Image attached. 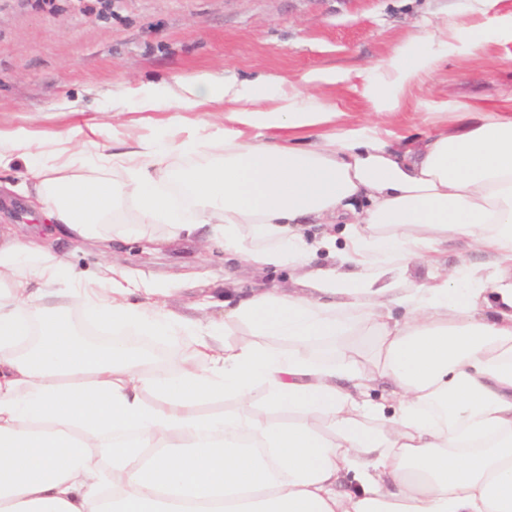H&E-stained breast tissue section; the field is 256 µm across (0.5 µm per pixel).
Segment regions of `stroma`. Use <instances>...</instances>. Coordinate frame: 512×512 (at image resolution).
I'll return each instance as SVG.
<instances>
[{
  "instance_id": "stroma-1",
  "label": "stroma",
  "mask_w": 512,
  "mask_h": 512,
  "mask_svg": "<svg viewBox=\"0 0 512 512\" xmlns=\"http://www.w3.org/2000/svg\"><path fill=\"white\" fill-rule=\"evenodd\" d=\"M493 20L481 39L449 35L427 45L435 65L407 85L389 110L370 91L386 79L399 48L444 21L473 26ZM361 71L366 80L306 83L309 72ZM206 74L244 84L262 75L337 111L317 135L366 127L417 141L452 129L471 104L512 96V0H0V139L22 133L33 161L76 174L96 163L102 146L120 152L147 140L161 144L173 128L207 135L224 124L220 102L194 111L139 112L135 89L146 83L180 94ZM82 128L81 141L65 133ZM24 161L0 170V236H40L58 261V287L86 283L106 267L162 288L166 309L184 319L220 322L225 300L279 285L298 290L296 269L259 271L224 250L222 232L171 237L163 224H140L126 202L99 237L75 245L51 234L18 193ZM148 236L164 238L156 250Z\"/></svg>"
}]
</instances>
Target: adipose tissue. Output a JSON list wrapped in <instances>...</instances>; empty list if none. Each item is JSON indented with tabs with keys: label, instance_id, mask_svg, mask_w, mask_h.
Segmentation results:
<instances>
[{
	"label": "adipose tissue",
	"instance_id": "ef3b65f1",
	"mask_svg": "<svg viewBox=\"0 0 512 512\" xmlns=\"http://www.w3.org/2000/svg\"><path fill=\"white\" fill-rule=\"evenodd\" d=\"M218 101L220 134L82 174L30 167L43 213L76 241L128 200L176 234L219 224L251 265L303 268L308 294L262 288L203 324L135 303L117 269L98 292L51 295L31 280L53 279L52 257L0 244V512H512V100L421 144L360 128L303 149L288 138L333 113L283 80L136 92L140 112ZM200 150L214 159L193 173L164 166ZM309 217L343 225V243L307 240ZM452 239L467 255L444 272ZM322 249L334 264L310 267ZM415 262L428 283L409 285ZM75 307L192 349L171 369L86 342ZM223 398L232 410L200 414Z\"/></svg>",
	"mask_w": 512,
	"mask_h": 512
}]
</instances>
